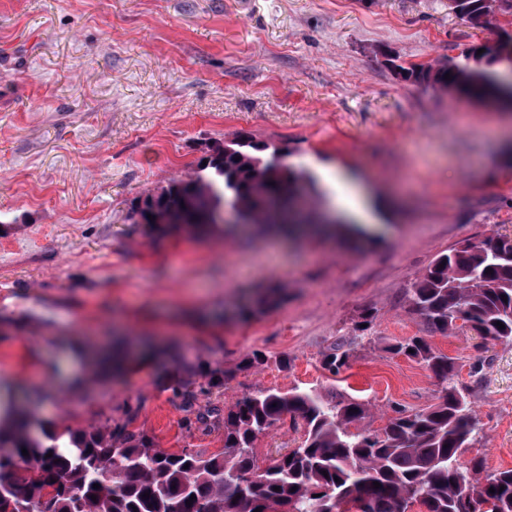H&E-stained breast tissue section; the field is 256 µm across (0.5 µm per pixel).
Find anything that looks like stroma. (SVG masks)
<instances>
[{
  "instance_id": "1",
  "label": "stroma",
  "mask_w": 512,
  "mask_h": 512,
  "mask_svg": "<svg viewBox=\"0 0 512 512\" xmlns=\"http://www.w3.org/2000/svg\"><path fill=\"white\" fill-rule=\"evenodd\" d=\"M508 37L511 16L476 27L448 0H0V372L51 391L34 412L55 425L137 402L134 426L156 447L209 455L223 430L185 427L150 348L224 369L201 409L299 386L367 403L361 426L378 430L394 406L433 404L440 379L391 351L425 334L405 291L456 244L512 234V153L497 103L398 69ZM239 134L286 149L318 192L340 171L378 242L241 229L156 241L131 222L139 199ZM270 285L285 287L280 303L225 319ZM366 308L371 330L331 374L324 354ZM428 337L469 388L475 454L512 469V346ZM118 338L123 376L83 383L89 353ZM255 352L265 364L245 369Z\"/></svg>"
}]
</instances>
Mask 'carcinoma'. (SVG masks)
<instances>
[{
	"label": "carcinoma",
	"mask_w": 512,
	"mask_h": 512,
	"mask_svg": "<svg viewBox=\"0 0 512 512\" xmlns=\"http://www.w3.org/2000/svg\"><path fill=\"white\" fill-rule=\"evenodd\" d=\"M498 13L512 15V0H459L456 11L478 27ZM498 55L490 47L480 55L471 48L456 59L399 70L434 89L482 95L495 85L512 94V85L498 84L491 71ZM314 190L310 174L290 165L280 149L238 135L214 143L196 175L172 179L134 212L151 214L143 229L155 239L184 231L222 235L227 206L251 224L291 232L317 223ZM407 300L429 333L467 327L484 340L512 345V235L465 240L439 254L411 282ZM277 302L271 289L237 307L234 317L248 319ZM354 351L351 341L336 344L324 356V369L338 373ZM391 351L415 359L443 387L424 409L393 408L377 432L350 430L367 416L364 403L299 387L246 396L225 413L196 411L197 396L220 386L224 370L191 363L177 368L173 392L186 428H224L222 454L155 447L131 428L137 405H126L118 421L108 417L82 429L0 416V448L10 449L0 470L13 471L12 483L0 480V512H244L246 505L249 512H404L414 502L426 512H512V469L489 473L480 458H465L476 442V423L468 388L454 380V362L423 336ZM200 378L207 386L197 385ZM287 416L302 428L301 444L257 467L255 442ZM375 481L381 487H373Z\"/></svg>",
	"instance_id": "1"
}]
</instances>
